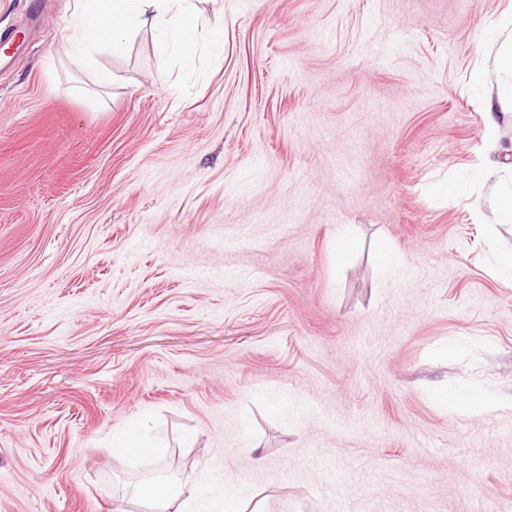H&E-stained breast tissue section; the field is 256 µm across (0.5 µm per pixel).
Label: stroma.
Returning a JSON list of instances; mask_svg holds the SVG:
<instances>
[{
  "label": "stroma",
  "instance_id": "stroma-1",
  "mask_svg": "<svg viewBox=\"0 0 512 512\" xmlns=\"http://www.w3.org/2000/svg\"><path fill=\"white\" fill-rule=\"evenodd\" d=\"M194 4L188 69L147 27L76 60L74 0H0V512H142L158 471L262 512H512V223L447 192L512 0ZM143 417L166 457L114 456ZM429 395L451 409L481 414L495 406L492 395L471 389L450 390L448 387L432 386L427 389Z\"/></svg>",
  "mask_w": 512,
  "mask_h": 512
}]
</instances>
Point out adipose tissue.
Instances as JSON below:
<instances>
[{
    "label": "adipose tissue",
    "instance_id": "ef3b65f1",
    "mask_svg": "<svg viewBox=\"0 0 512 512\" xmlns=\"http://www.w3.org/2000/svg\"><path fill=\"white\" fill-rule=\"evenodd\" d=\"M78 24L74 44L87 49L122 53L127 35L136 29L150 28L157 32L165 48L191 59L194 50V29L197 17L190 0H77ZM477 90L485 91V142L488 152L497 149L495 110L512 104V81L486 90V78L477 72L472 76ZM428 393L449 408L480 414L495 405L492 395L471 389L451 390L430 387ZM114 455L130 459H153L162 456L164 449L147 433L144 423L138 422L116 430L112 435ZM183 490L171 481L156 479L135 486L134 495L142 500L147 512H186Z\"/></svg>",
    "mask_w": 512,
    "mask_h": 512
}]
</instances>
